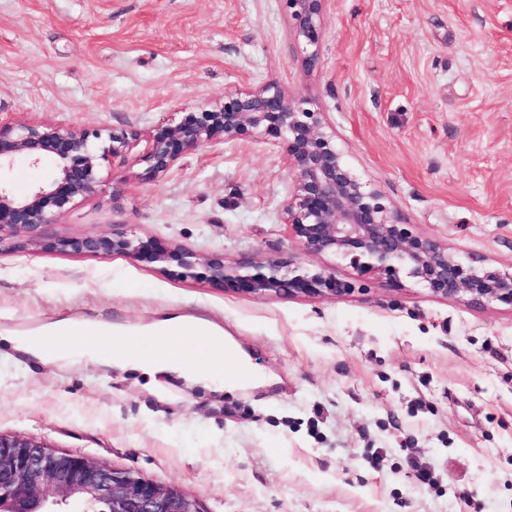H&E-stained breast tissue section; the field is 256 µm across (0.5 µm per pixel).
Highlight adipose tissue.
<instances>
[{"instance_id": "obj_1", "label": "adipose tissue", "mask_w": 512, "mask_h": 512, "mask_svg": "<svg viewBox=\"0 0 512 512\" xmlns=\"http://www.w3.org/2000/svg\"><path fill=\"white\" fill-rule=\"evenodd\" d=\"M155 338L151 352L140 353L127 347L124 336L130 334ZM111 337L112 367L140 372L149 377L176 373L193 384L214 391H233L235 382L225 379V366L248 373L249 364L226 340L224 331L208 320L182 314H165L140 325L114 324L94 319L59 318L44 324L36 335L6 333L1 341L13 350L59 366L101 365L100 342ZM205 347L210 360L200 364L190 352L191 344Z\"/></svg>"}]
</instances>
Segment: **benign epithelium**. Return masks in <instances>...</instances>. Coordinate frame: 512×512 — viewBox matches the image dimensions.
Returning a JSON list of instances; mask_svg holds the SVG:
<instances>
[{
  "label": "benign epithelium",
  "instance_id": "benign-epithelium-1",
  "mask_svg": "<svg viewBox=\"0 0 512 512\" xmlns=\"http://www.w3.org/2000/svg\"><path fill=\"white\" fill-rule=\"evenodd\" d=\"M327 0H283L294 21L305 65L319 60L321 21ZM254 131L282 139L295 190L283 211L291 237L303 251L334 255L359 276L383 273L395 282L405 276L435 296H461L472 307L495 302L512 306V267L488 271L481 257L463 263L434 238L413 232L382 201L380 193L352 169L336 146L323 113L277 83L234 90L176 123L156 127L138 161L158 175L186 153L214 139L238 140ZM128 138L104 127L87 129L51 122L0 123V232L54 224L80 199L95 195L104 182L103 163L125 153ZM19 157L37 166L45 161L53 176L18 197L6 178ZM46 249L68 248L99 258L125 254L232 284L258 296L340 297L351 290L323 268L290 260L203 257L175 246L160 249L124 230L110 237L57 239ZM86 499L107 504L108 512H206L202 503L175 485H162L130 470L94 464L80 455L51 448L33 438L0 434V509L3 512H59Z\"/></svg>",
  "mask_w": 512,
  "mask_h": 512
}]
</instances>
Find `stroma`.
<instances>
[{"mask_svg": "<svg viewBox=\"0 0 512 512\" xmlns=\"http://www.w3.org/2000/svg\"><path fill=\"white\" fill-rule=\"evenodd\" d=\"M269 80L324 112L415 233L512 266V0H328L312 69L282 0H0V119L132 137L95 196L0 236V330L135 324L167 306L220 325L265 379L159 396L139 373L42 367L1 346L0 433L178 486L207 512H512L511 306L361 281L303 252L284 223L285 149L262 133L157 176L137 162L178 110ZM116 228L230 262L320 266L355 289L257 297L173 265L32 246Z\"/></svg>", "mask_w": 512, "mask_h": 512, "instance_id": "obj_1", "label": "stroma"}]
</instances>
